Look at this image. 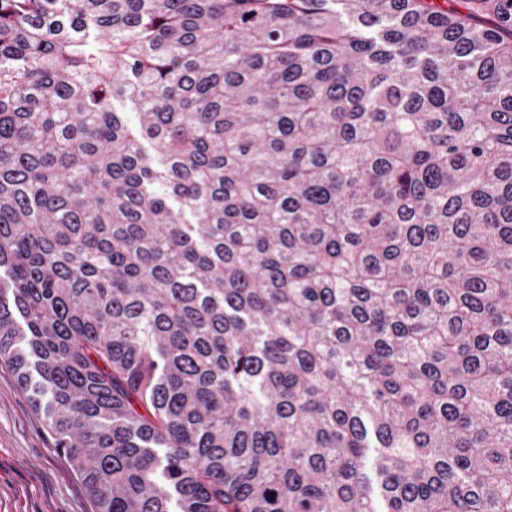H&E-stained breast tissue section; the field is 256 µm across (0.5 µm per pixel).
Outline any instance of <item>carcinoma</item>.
<instances>
[{"instance_id":"carcinoma-1","label":"carcinoma","mask_w":512,"mask_h":512,"mask_svg":"<svg viewBox=\"0 0 512 512\" xmlns=\"http://www.w3.org/2000/svg\"><path fill=\"white\" fill-rule=\"evenodd\" d=\"M0 0V361L97 512H512V0Z\"/></svg>"}]
</instances>
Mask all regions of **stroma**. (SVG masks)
I'll use <instances>...</instances> for the list:
<instances>
[{
	"instance_id": "stroma-1",
	"label": "stroma",
	"mask_w": 512,
	"mask_h": 512,
	"mask_svg": "<svg viewBox=\"0 0 512 512\" xmlns=\"http://www.w3.org/2000/svg\"><path fill=\"white\" fill-rule=\"evenodd\" d=\"M0 512H96L42 411L0 362Z\"/></svg>"
}]
</instances>
